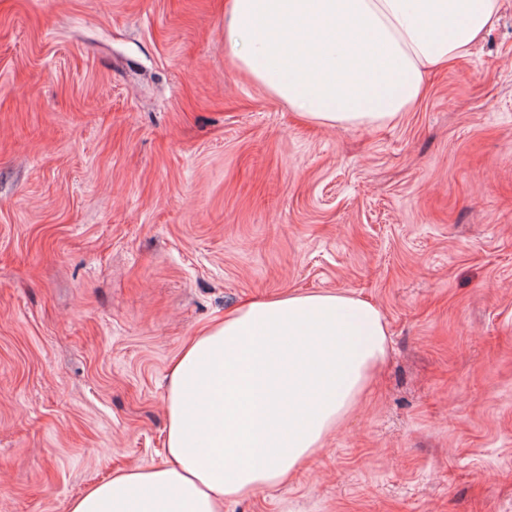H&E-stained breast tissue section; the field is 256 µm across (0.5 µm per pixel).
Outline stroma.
Segmentation results:
<instances>
[{
	"mask_svg": "<svg viewBox=\"0 0 512 512\" xmlns=\"http://www.w3.org/2000/svg\"><path fill=\"white\" fill-rule=\"evenodd\" d=\"M305 291L373 302L390 356L224 512H512V0L347 130L237 72L224 0H0V512L161 464L184 342Z\"/></svg>",
	"mask_w": 512,
	"mask_h": 512,
	"instance_id": "35a3bbf8",
	"label": "stroma"
}]
</instances>
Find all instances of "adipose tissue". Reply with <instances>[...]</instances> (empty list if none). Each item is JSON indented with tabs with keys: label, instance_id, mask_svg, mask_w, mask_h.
Returning a JSON list of instances; mask_svg holds the SVG:
<instances>
[{
	"label": "adipose tissue",
	"instance_id": "1",
	"mask_svg": "<svg viewBox=\"0 0 512 512\" xmlns=\"http://www.w3.org/2000/svg\"><path fill=\"white\" fill-rule=\"evenodd\" d=\"M499 0H227L237 70L307 121L385 126L462 59ZM389 353L377 306L342 292L256 299L186 345L165 397L164 464L95 484L69 512H222L281 484L358 405Z\"/></svg>",
	"mask_w": 512,
	"mask_h": 512
}]
</instances>
